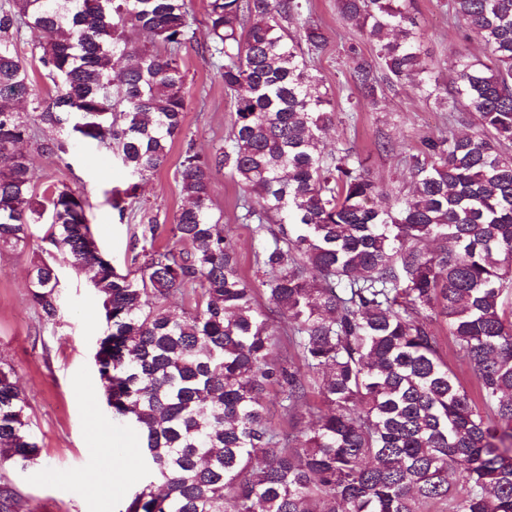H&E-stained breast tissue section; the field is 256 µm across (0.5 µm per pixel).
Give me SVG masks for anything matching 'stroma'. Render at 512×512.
<instances>
[{
	"mask_svg": "<svg viewBox=\"0 0 512 512\" xmlns=\"http://www.w3.org/2000/svg\"><path fill=\"white\" fill-rule=\"evenodd\" d=\"M444 0H414L415 14L424 34L428 61L440 82L450 80L449 60L460 51L483 56L478 39L461 41L443 6ZM207 0H191L194 39L182 47L179 62L186 74L187 108L184 127L199 151H209L227 138L233 122L224 83L205 50L209 40L204 24ZM311 13L326 31L328 42L314 66L336 104L348 94V62L343 47L358 43L368 59H375L377 44L360 39L356 27L345 23L337 0H310ZM43 39L36 30H22L18 51L29 73L32 93L39 98L54 94L52 82L41 73L32 52ZM470 131V123L449 125L447 113L423 102L410 85L386 92L378 105L359 101L355 111L339 113L336 126L326 135L328 149L350 144L369 154L371 176L386 189L408 185L403 163L409 149L422 138L447 128ZM186 144L175 140L166 164L139 183V199L132 208H113L112 193L126 188L132 177L116 151L94 140L74 142L69 155L50 158L32 154L36 193L50 185H67L84 193L89 202L88 222L101 253L118 272L130 266V244L138 225L148 217L172 223L186 198L178 175ZM237 183L226 173L213 181L212 208L223 219L224 231L235 242L240 268L252 277L256 242L250 225L238 220ZM46 225L31 227L28 246L0 251V361L9 363L27 405L31 431L42 454L38 466L22 470L0 466V484L18 493L17 512H119L145 478L142 452L135 436L106 405L93 355L106 330L102 301L86 274L57 261L62 300L57 324L45 323L32 306L27 273L41 255ZM121 473L112 487L96 488L93 479L107 471L111 457Z\"/></svg>",
	"mask_w": 512,
	"mask_h": 512,
	"instance_id": "stroma-1",
	"label": "stroma"
}]
</instances>
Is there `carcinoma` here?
I'll use <instances>...</instances> for the list:
<instances>
[{
    "label": "carcinoma",
    "mask_w": 512,
    "mask_h": 512,
    "mask_svg": "<svg viewBox=\"0 0 512 512\" xmlns=\"http://www.w3.org/2000/svg\"><path fill=\"white\" fill-rule=\"evenodd\" d=\"M488 61L459 54L451 87L428 64L412 0H338L340 17L378 42L347 48L346 82L376 103L409 83L464 134L430 135L404 157L412 190L373 180L350 147L323 151L336 107L309 68L327 43L309 0H208L205 50L234 108L224 144L202 153L185 132L178 51L190 0H12L0 9V249H23L49 223L29 272L44 321L60 312L56 255L90 274L106 331L95 365L112 414L142 439L146 484L122 512H512V0H448ZM295 20L296 34L284 23ZM39 30V63L59 80L31 99L18 51ZM73 130L115 147L144 178L186 141L187 204L171 224L140 225L133 274L87 249V199L67 186L34 194L18 146L69 114ZM236 180L238 220L253 225L254 274L211 211L212 174ZM188 243L191 249L178 248ZM444 325L476 379L481 412L441 354ZM293 350L297 361L288 359ZM288 427L272 420L269 389ZM314 389L322 407L299 427ZM41 448L12 368L0 363V460L22 469ZM17 493L0 486V512Z\"/></svg>",
    "instance_id": "cac0c4a2"
}]
</instances>
